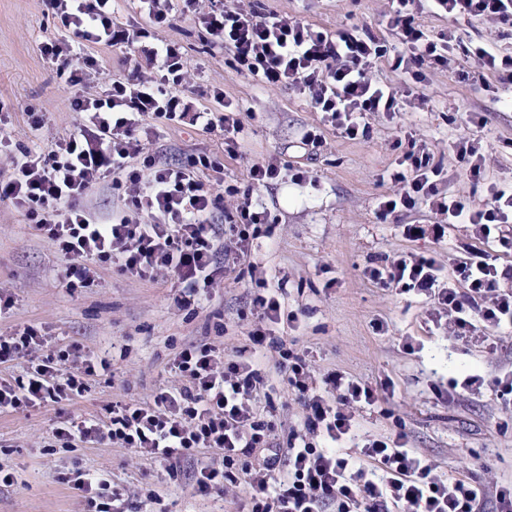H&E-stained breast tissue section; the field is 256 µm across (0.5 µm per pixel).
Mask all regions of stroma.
<instances>
[{"label": "stroma", "mask_w": 512, "mask_h": 512, "mask_svg": "<svg viewBox=\"0 0 512 512\" xmlns=\"http://www.w3.org/2000/svg\"><path fill=\"white\" fill-rule=\"evenodd\" d=\"M224 5L285 13L331 32L353 24L385 32L391 11V0H199L204 12ZM116 18L183 46L198 107H214L213 94L220 91L253 112L238 157L225 156L222 131L189 126H159L149 149L177 164L209 154L218 168L206 171L203 181L215 190L227 181L246 183L254 163H277L281 181L256 193L275 221L274 234L250 246L246 261L252 278L239 281L226 274L205 289L198 305L181 308L163 273L148 283L107 265L94 287L67 290L60 282L65 261L56 246L26 224L20 210L0 204V296L11 301L0 310V336L30 325L51 345H75L108 363L73 402L0 415V467L18 479L0 488V512H88L81 493L62 482L77 470L106 473L124 487L128 512H243L242 488L223 494L199 490L195 473L209 454L186 462L173 479L139 449L108 438L91 447L64 448L53 431L77 416H105L114 401L147 400L161 388L181 385L169 361L185 345L210 343L228 357L253 352L259 278L279 282L286 307L297 313L295 328L283 340L304 354L314 387L337 371L375 388L376 405L354 409L364 436L400 439L445 477L488 488L512 482V403L491 384L512 377V335L482 327L457 335L422 296L374 284L364 273L375 259L412 255L435 259L449 275L458 260L487 253L503 274V289L512 290V248L484 242L473 225H449L441 241L429 235L409 239L404 225L432 224L437 215L421 207L384 220L376 216L380 198L391 190L380 176L395 167L400 153L393 144L403 131L426 143L444 168L442 191L479 202L492 188L512 186V107L505 103L512 82L494 74L459 77L470 69L463 45L485 42L498 54L512 55V27L422 13L428 34L454 33L453 69L427 70L425 81L409 88L386 62L377 63L373 77L404 93L402 110L392 118L373 114L369 138L351 140L324 123L298 89L262 85L240 73L195 16L179 15L153 27L132 0H119ZM60 35V22L43 0H0V98L9 104L0 137L43 150L58 134L79 126L80 116L71 108L75 89L39 50ZM31 110L44 116L36 132L27 123ZM310 127L321 128V144H302ZM462 137L478 141L487 159L481 183L473 182L452 150ZM296 169L308 172L309 183H292ZM81 205L97 222L127 209L124 191L108 181L93 187ZM475 373L486 385L455 391L456 382ZM277 395L271 442L282 448L290 431L301 427L306 409L286 389Z\"/></svg>", "instance_id": "35a3bbf8"}]
</instances>
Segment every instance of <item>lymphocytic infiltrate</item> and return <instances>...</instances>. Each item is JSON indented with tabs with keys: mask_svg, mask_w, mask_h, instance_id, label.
<instances>
[{
	"mask_svg": "<svg viewBox=\"0 0 512 512\" xmlns=\"http://www.w3.org/2000/svg\"><path fill=\"white\" fill-rule=\"evenodd\" d=\"M429 13L456 20H512V0H426ZM65 30L61 38L40 46L43 58L55 64L70 86L85 87L98 61L86 49L92 45L124 48L131 71L111 80L97 94L77 95L71 102L83 122L76 132L59 136L47 151L25 147L10 157V173L0 180V203L20 207L28 224L54 243L66 265L67 289L87 288L104 265L129 276L155 281L158 272L170 275L172 299L187 307L199 290L216 284L225 272L243 265L253 240L271 237L268 211L254 203V190L278 181L275 163H256L247 185L225 184L215 194L201 178L215 168L209 155L190 166H174L149 151L144 140L152 122L221 129L224 152L237 156L246 143V124L232 102L220 109L193 110L182 95L187 67L180 45L151 39L146 29L114 23L117 0H45ZM415 0H391L386 27L400 49L390 51L371 27L351 26L336 32L284 14L260 15L234 7L201 14L199 21L215 44L230 52L238 71L265 85H289L305 93L310 106L349 139L368 138V114L399 111L397 91L373 79L371 67L387 62L391 70L419 79V67L450 68L451 35L428 34L419 21ZM403 154L397 166L384 171L381 182L391 194L378 204L380 219L419 205L444 214L447 224H471L482 239H490L501 224L512 223V188L494 190L484 204L443 193L442 168L426 145L412 134L396 140ZM113 187L130 182V204L146 219L137 222L118 214L93 222L80 202L103 181ZM232 199L223 225L211 218L222 199ZM447 224L405 225L407 238L433 235L442 239ZM457 270L467 284L459 290L444 282L433 259L421 256L367 269L370 280L394 283L417 291L450 316L458 333L477 323L495 330L512 329V293L499 290L497 267L486 259H466ZM262 295L255 344L276 352L273 365L262 356L225 357L209 343L190 344L171 359L183 383L160 389L152 399L116 401L107 419H71L55 428L63 447L73 441L95 444L103 438L123 448L142 449L151 461L174 475L182 461L202 451L216 456L202 467L201 491H224L247 485L248 512H512V483L487 492L469 482L439 475L408 448L381 436L348 452L343 448L359 427L351 403L373 405L372 385L340 373L328 374L325 394L309 385L303 357L265 327L297 321L285 308L279 287L261 280ZM77 347H61L31 365L25 377H0V414L21 407L72 401L86 391L100 367L87 356L80 368L69 365ZM303 400L307 409L300 429L291 431L286 448L270 442L274 425L256 411L250 399L268 386L270 376ZM93 512H112L123 492L100 474L72 479Z\"/></svg>",
	"mask_w": 512,
	"mask_h": 512,
	"instance_id": "obj_1",
	"label": "lymphocytic infiltrate"
}]
</instances>
